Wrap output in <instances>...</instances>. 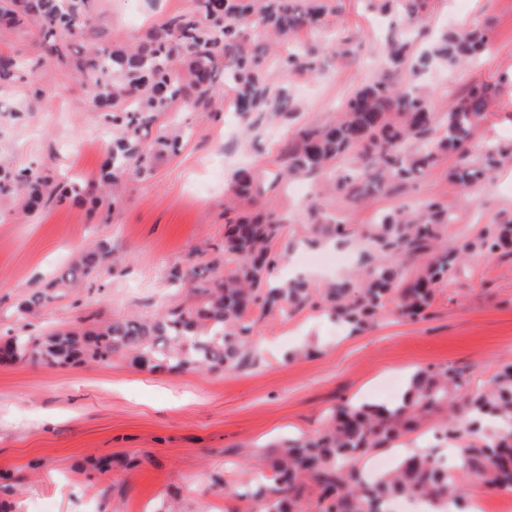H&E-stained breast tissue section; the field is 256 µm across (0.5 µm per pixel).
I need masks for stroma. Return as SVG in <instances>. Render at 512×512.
Returning <instances> with one entry per match:
<instances>
[{
	"instance_id": "obj_1",
	"label": "stroma",
	"mask_w": 512,
	"mask_h": 512,
	"mask_svg": "<svg viewBox=\"0 0 512 512\" xmlns=\"http://www.w3.org/2000/svg\"><path fill=\"white\" fill-rule=\"evenodd\" d=\"M323 3L321 27L291 40L314 50L315 70L287 78L279 55L268 60L270 84L287 87L295 101L288 117L248 129L229 90L213 108L160 113L159 124L183 128L180 148L159 158L151 175L130 178L114 211L51 203L27 215L17 198L0 196V336H38L84 319L149 318L193 304L194 295L169 288L167 277L174 267L219 256L224 193L245 162L257 171L261 199L285 219L273 246V275L293 272V252L308 236L302 206L317 183L282 180L279 154L298 129L332 121L358 89L388 72L391 37L407 39L414 58L450 25L485 30L488 49L473 62L418 71L406 64L398 83L429 97L439 113L474 84L496 85L476 140L512 146V0H469L464 8L458 0H429L414 23L404 0ZM190 7L191 0H93V15L103 42L133 45ZM39 44L28 23L0 29V54L27 62L15 79L0 83V158L84 191L96 188L105 152L93 138L109 125L91 86L70 69L36 64ZM457 164L456 154L444 153L401 188H384L360 204L340 193L322 203L354 229L352 250L383 213L429 200L456 215L452 239L512 218V163L497 164L467 194L448 179ZM102 242L120 263L41 308L20 310L21 300L77 252ZM252 351L253 364L222 374L153 373L125 355L107 365H0V473L11 478L0 500L14 512H155L166 499L180 500L183 512H244L237 496L243 467L264 461L284 440L320 429L336 404L399 405L414 371L447 366L462 370L469 393L487 389L512 362V253L472 257L436 293L425 318L408 321L389 309L353 332L307 307L258 319ZM107 458L111 470L95 468ZM216 478L224 488H213Z\"/></svg>"
}]
</instances>
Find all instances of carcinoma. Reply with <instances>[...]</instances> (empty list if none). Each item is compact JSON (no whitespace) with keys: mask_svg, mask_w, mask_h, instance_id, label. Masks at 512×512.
<instances>
[{"mask_svg":"<svg viewBox=\"0 0 512 512\" xmlns=\"http://www.w3.org/2000/svg\"><path fill=\"white\" fill-rule=\"evenodd\" d=\"M92 0H0V27L26 20L40 31L44 52L58 64L71 67L94 89V101L105 119L123 128V136L107 148L105 178L111 186L108 208L123 202L120 182L152 168L154 155L142 145L141 132L156 125L158 114L174 104L208 107L224 99V86L234 88L233 108L254 125L286 117L293 101L284 88L272 92L266 79L268 44L299 30L318 26L320 0H193L191 11L162 20L147 38L132 46L83 47L71 58L63 38H89L94 30ZM489 41L481 30H451L420 58L426 67L441 60L452 68L475 56ZM393 72L406 60V44L394 39L388 51ZM314 51L293 49L282 58L285 75L313 69ZM21 62L0 56V82L14 78ZM495 87H473L444 113V137L430 134L438 121L430 100L401 93L395 82L382 77L362 87L345 104L341 117L301 129L282 150L279 163L288 180L325 171L334 178L332 190L348 196H369V189L388 183L396 188L432 167L442 152L459 156L451 179L460 189L483 182L493 164L504 158L494 144L474 154L476 130L486 115ZM181 136L158 127V150L175 151ZM255 176L239 171L231 185L232 201H255ZM76 193L73 187L52 184L37 170L19 173L0 162V195L25 199L23 209L61 201ZM224 264L175 270L170 287H189L199 304L174 308L153 318L132 316L88 329L55 328L43 337L6 336L0 341V363L17 361L68 366L106 364L128 354L150 370H205L219 373L242 368L251 357L250 333L257 321L274 311L323 309L337 321L358 327L391 305L409 319L424 314L434 291L448 282L463 260L474 253L492 256L512 252V224H487L475 237L448 243L452 218L445 206L430 200L415 215L390 212L365 231L368 249L360 284L348 278L314 288L303 277L272 280V243L280 234V219L271 208L249 215L235 206L224 208ZM310 237L320 246L348 237L317 201L303 212ZM112 251L100 245L79 257L45 288L21 302V308L41 307L56 298V288L101 268ZM462 374L445 367L414 374L410 399L395 408L349 402L333 410L327 427L316 435L286 444L270 458V474L248 481L240 497L247 512H304L307 484L321 490L320 512H386L401 497L451 502L463 509L464 492L437 458L425 450L404 452L397 467L378 480L362 479L357 462L419 426L437 411L449 413L446 435L459 442L464 471L491 491H512V363L497 372L490 389L470 396ZM493 419L496 430L478 435L483 421Z\"/></svg>","mask_w":512,"mask_h":512,"instance_id":"1","label":"carcinoma"}]
</instances>
